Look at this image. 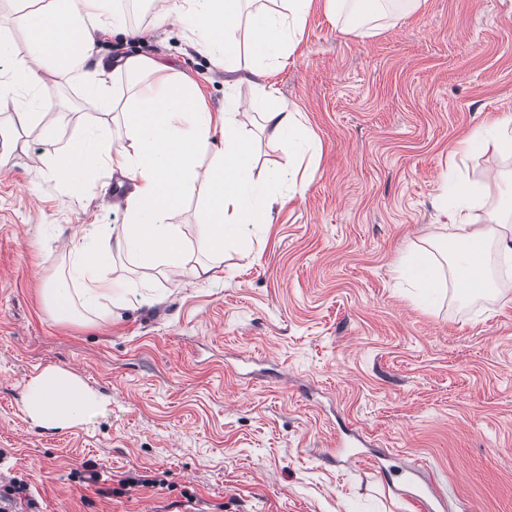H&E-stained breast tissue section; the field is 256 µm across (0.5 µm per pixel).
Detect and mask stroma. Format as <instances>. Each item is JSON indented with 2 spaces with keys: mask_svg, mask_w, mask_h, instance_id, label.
Instances as JSON below:
<instances>
[{
  "mask_svg": "<svg viewBox=\"0 0 512 512\" xmlns=\"http://www.w3.org/2000/svg\"><path fill=\"white\" fill-rule=\"evenodd\" d=\"M137 2L138 20L124 0L114 8L145 39L96 36L115 97L137 54L193 80L211 111L225 92L254 96L247 25L228 73L156 26L168 0ZM265 68L275 103L320 141L304 196L251 230L249 252L225 249L209 281L119 270L120 303L89 323L56 321L43 289L74 232L124 223L132 182L103 167L71 193L41 127L66 112L60 144L104 122L126 149L123 120L49 63L29 93L46 105L37 122L11 132L13 109L0 108V475L27 485L12 512H416L392 489L413 465L465 512H512V277L425 300L395 273L407 248L452 241L441 185L512 174V156L452 153L512 114V0H425L364 38L318 9L296 54ZM236 120L255 178L279 171L272 192H284L293 172L259 110ZM50 366L103 397L88 426L24 413L26 383ZM349 432L390 454L391 478L336 464Z\"/></svg>",
  "mask_w": 512,
  "mask_h": 512,
  "instance_id": "stroma-1",
  "label": "stroma"
}]
</instances>
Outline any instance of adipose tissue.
Wrapping results in <instances>:
<instances>
[{"label": "adipose tissue", "mask_w": 512, "mask_h": 512, "mask_svg": "<svg viewBox=\"0 0 512 512\" xmlns=\"http://www.w3.org/2000/svg\"><path fill=\"white\" fill-rule=\"evenodd\" d=\"M281 9H264L255 0H172L166 19L189 30L200 51L215 66L237 69L239 47L234 36L242 13H249V38L254 55L261 59L292 57L300 45L308 18L314 9L345 17L346 32L365 36L376 30L386 17L402 19L421 10L425 0H280ZM24 29L31 48L29 59L0 71V106L14 107L13 122L26 127L35 118L30 102L20 91L33 89L38 68L54 63L68 79L85 81V92L93 98L108 95L107 72L94 62L96 33L109 31L130 35L112 0H47L24 16ZM165 67L152 59L126 58L124 71L136 92L122 112L133 152L109 148L103 129L87 128L75 141L57 146L54 128H45L47 144L55 148L57 170L68 176L71 190L82 187L85 175L101 166L127 174L135 190L126 205V222L103 238L97 226L75 232L67 243L68 278L55 277L45 288L44 299L51 316L60 322L79 317L81 312L96 316L109 314L118 303L112 287L115 257L131 254L146 268L166 267L169 271L190 270L200 281L209 280L214 264L224 259L227 245L247 246L246 225L269 224L272 202L253 175V146L237 124L241 102L227 97L224 109L211 112L201 101L195 83L172 80ZM264 128L288 161L315 149L316 137L300 120L298 110L267 106ZM490 149L512 155V118L493 119L460 141L456 152ZM209 157L205 171H198V155ZM206 186L199 212V232L211 261L188 267L179 225L174 219L179 208L192 196L197 182ZM458 204L451 212L460 235L456 249L454 286L472 295L490 288L486 266L488 239H495L504 255H512V225L503 223L498 211H491L489 226L474 228L471 212L483 199L484 188L473 183L456 189ZM400 278L414 287L434 292L446 279L435 258L409 249L397 267ZM101 400L82 379L69 370L48 367L27 383L23 409L36 424L69 429L92 422Z\"/></svg>", "instance_id": "ef3b65f1"}]
</instances>
